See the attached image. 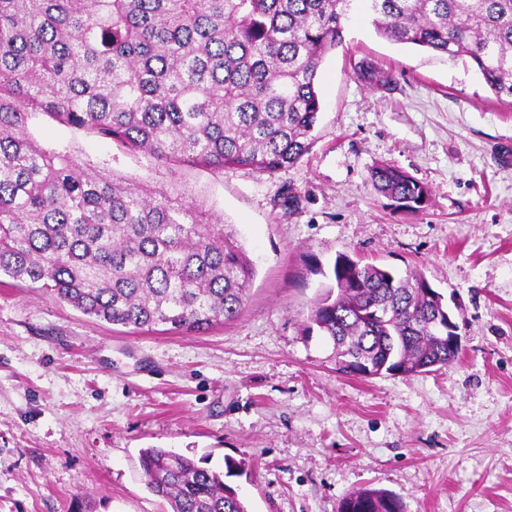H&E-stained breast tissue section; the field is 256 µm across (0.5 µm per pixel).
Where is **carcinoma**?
Instances as JSON below:
<instances>
[{
  "label": "carcinoma",
  "instance_id": "obj_1",
  "mask_svg": "<svg viewBox=\"0 0 512 512\" xmlns=\"http://www.w3.org/2000/svg\"><path fill=\"white\" fill-rule=\"evenodd\" d=\"M353 0H0V274L134 331L200 333L241 313L255 268L232 226L176 179L183 169L275 173L316 140L317 76L342 44ZM379 35L467 59L512 106V0H369ZM43 116L72 132L51 146ZM94 136L143 155L173 181L151 187L77 145ZM396 210L420 211L424 184L391 163L371 170ZM302 326L333 344L346 373L412 376L461 350L437 335L442 295L417 267L400 274L347 255ZM382 307L384 318L368 311ZM147 487L170 512H248L224 471L144 448ZM337 512H405L363 487Z\"/></svg>",
  "mask_w": 512,
  "mask_h": 512
}]
</instances>
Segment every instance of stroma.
Wrapping results in <instances>:
<instances>
[{"label":"stroma","instance_id":"obj_1","mask_svg":"<svg viewBox=\"0 0 512 512\" xmlns=\"http://www.w3.org/2000/svg\"><path fill=\"white\" fill-rule=\"evenodd\" d=\"M372 20L359 0L327 54L317 139L299 163L182 175L254 264L237 319L135 332L0 277V512H164L140 470L152 446L217 469L250 461L230 480L248 512H336L367 486L406 512H512V107L468 61L390 41ZM79 145L158 179L115 144ZM382 162L428 188L424 210H394L374 190ZM341 254L418 267L454 297L459 361L410 377L340 370L301 321L322 282L311 258Z\"/></svg>","mask_w":512,"mask_h":512}]
</instances>
